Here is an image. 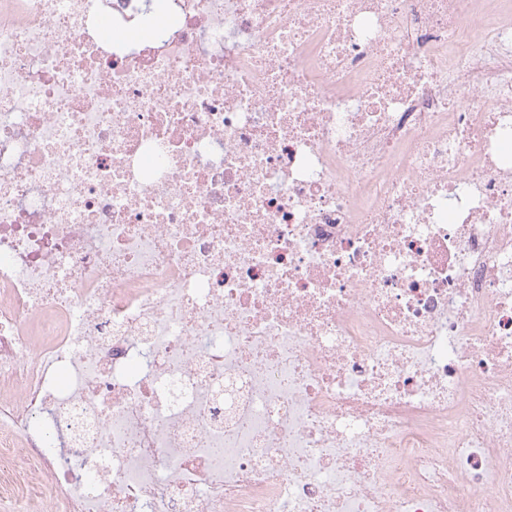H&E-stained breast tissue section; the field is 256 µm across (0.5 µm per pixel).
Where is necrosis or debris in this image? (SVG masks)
I'll use <instances>...</instances> for the list:
<instances>
[{
	"instance_id": "4bbe7bcc",
	"label": "necrosis or debris",
	"mask_w": 512,
	"mask_h": 512,
	"mask_svg": "<svg viewBox=\"0 0 512 512\" xmlns=\"http://www.w3.org/2000/svg\"><path fill=\"white\" fill-rule=\"evenodd\" d=\"M0 512H512V0H0Z\"/></svg>"
}]
</instances>
